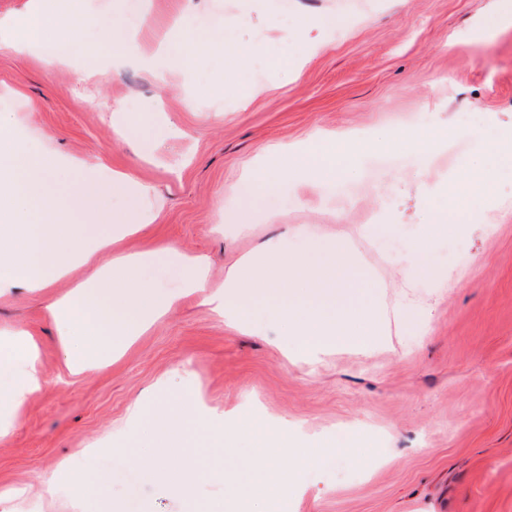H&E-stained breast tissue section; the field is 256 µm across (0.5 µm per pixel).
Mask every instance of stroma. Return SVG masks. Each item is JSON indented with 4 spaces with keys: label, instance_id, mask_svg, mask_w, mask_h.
I'll list each match as a JSON object with an SVG mask.
<instances>
[{
    "label": "stroma",
    "instance_id": "obj_1",
    "mask_svg": "<svg viewBox=\"0 0 512 512\" xmlns=\"http://www.w3.org/2000/svg\"><path fill=\"white\" fill-rule=\"evenodd\" d=\"M491 0H141L140 40L155 46L187 14L224 29L193 46V62L158 83L138 64L113 65L92 22L103 76L85 78L83 58L46 69L44 52L0 48V86L13 90L11 125L51 149L92 160L111 156L157 187L154 234L207 256L212 280L245 252L269 241L289 246V225L311 233L364 223L385 209L395 223L384 247L351 239L359 270L379 281L372 298L386 321L385 346L368 354L291 359L286 328L269 316L268 298L246 306L256 323L244 334L196 299L183 300L111 366L70 375V345L43 314L46 296L83 280L85 266L54 281L47 294L0 295V332L29 331L46 380L0 440V512H72V497L43 496V482L64 464L92 462L98 512H205L224 497L203 476L188 491L155 482L132 465L146 453L128 417L139 403L154 434L159 402L199 393L202 418L254 411L299 442L349 434L373 448L344 449L305 473L291 512H512V173L503 174L471 224L430 249L448 269V285L426 277L400 287L387 261L424 233L438 200L456 209L484 160L482 128L461 129L465 112L483 126L512 131V29L475 42ZM240 22L225 28L227 16ZM151 112L138 138L154 163L115 143L112 115ZM184 129L167 136L163 118ZM365 130L382 141L354 145L342 188L295 187L276 159L281 144L313 132ZM261 165L285 191L284 204L253 209L240 197L236 220L247 233L218 225L224 191ZM276 221H268V214ZM413 300L420 323L405 325L396 307Z\"/></svg>",
    "mask_w": 512,
    "mask_h": 512
}]
</instances>
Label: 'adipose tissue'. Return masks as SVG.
I'll return each instance as SVG.
<instances>
[{
    "label": "adipose tissue",
    "instance_id": "adipose-tissue-1",
    "mask_svg": "<svg viewBox=\"0 0 512 512\" xmlns=\"http://www.w3.org/2000/svg\"><path fill=\"white\" fill-rule=\"evenodd\" d=\"M95 22L113 59L136 62L167 81L168 72L127 33L125 24L106 10L97 12ZM50 23L66 35L69 54H86L75 17L62 11L57 0H33L24 15L1 21L0 41L15 52L30 51L48 42ZM347 153V143L332 134L276 151L292 180L318 184L340 181L350 172ZM0 160L8 169L0 179V291L41 293L73 265L94 267L86 280L45 306L49 319L83 343L81 353L67 356L70 374L118 361L137 336L189 297L201 299L225 323L241 326L244 308L255 294L265 293L276 320L288 326V350L298 357L364 353L384 334V318L371 300L372 279L361 277L350 292L335 293L341 278L358 265L348 246L311 238L301 248L285 251L271 242L263 252L230 266L217 288L202 257L150 238L149 226L158 213L102 207L109 195L150 198L151 186L137 181L130 169L111 167L102 158L90 162L55 153L20 127L0 135ZM470 218L466 206L452 213L435 210L425 234L411 240L398 258L404 287H411L412 276L424 273L437 287H447V276L428 265L429 242L455 235ZM134 236L143 237L144 246L120 250V243ZM160 261L179 269L178 287L146 279L145 269ZM36 359L37 346L27 331L0 340V439L9 435L24 402L44 385ZM64 491L71 492L75 512H93L97 479L90 466L58 469L43 484L44 495Z\"/></svg>",
    "mask_w": 512,
    "mask_h": 512
}]
</instances>
